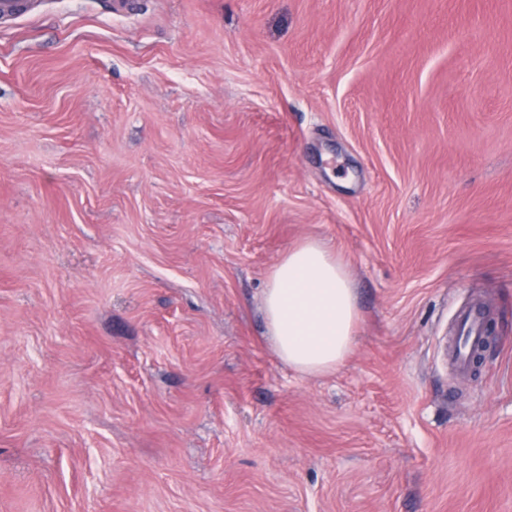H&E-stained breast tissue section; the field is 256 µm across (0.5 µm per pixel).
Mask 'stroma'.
Instances as JSON below:
<instances>
[{
    "instance_id": "stroma-1",
    "label": "stroma",
    "mask_w": 512,
    "mask_h": 512,
    "mask_svg": "<svg viewBox=\"0 0 512 512\" xmlns=\"http://www.w3.org/2000/svg\"><path fill=\"white\" fill-rule=\"evenodd\" d=\"M307 239L359 309L323 376L261 312ZM0 512H512V0L0 25ZM458 324L467 336V344L459 346L452 354L455 367L465 372L469 366V345L481 338L484 334V319L482 313L474 307L459 311Z\"/></svg>"
}]
</instances>
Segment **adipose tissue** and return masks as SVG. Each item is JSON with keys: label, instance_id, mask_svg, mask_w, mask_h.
Returning a JSON list of instances; mask_svg holds the SVG:
<instances>
[{"label": "adipose tissue", "instance_id": "adipose-tissue-1", "mask_svg": "<svg viewBox=\"0 0 512 512\" xmlns=\"http://www.w3.org/2000/svg\"><path fill=\"white\" fill-rule=\"evenodd\" d=\"M262 307L278 357L295 371L326 374L351 353L356 296L345 264L326 243L309 239L289 249L268 275Z\"/></svg>", "mask_w": 512, "mask_h": 512}]
</instances>
